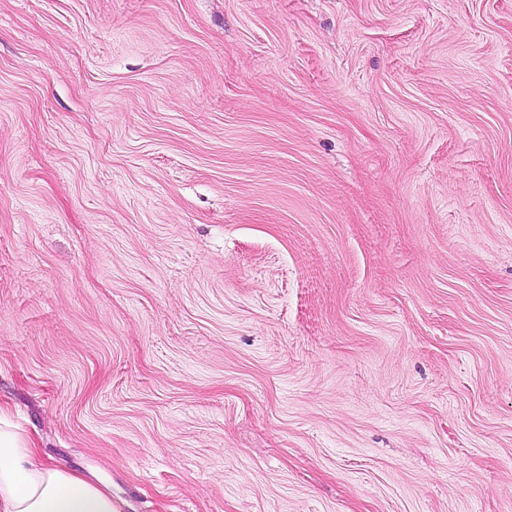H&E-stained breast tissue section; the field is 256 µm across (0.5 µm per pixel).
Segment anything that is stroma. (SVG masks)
Returning <instances> with one entry per match:
<instances>
[{
  "label": "stroma",
  "instance_id": "obj_1",
  "mask_svg": "<svg viewBox=\"0 0 512 512\" xmlns=\"http://www.w3.org/2000/svg\"><path fill=\"white\" fill-rule=\"evenodd\" d=\"M0 408L122 512H512V0H0Z\"/></svg>",
  "mask_w": 512,
  "mask_h": 512
}]
</instances>
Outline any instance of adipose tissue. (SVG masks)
I'll return each instance as SVG.
<instances>
[{
    "mask_svg": "<svg viewBox=\"0 0 512 512\" xmlns=\"http://www.w3.org/2000/svg\"><path fill=\"white\" fill-rule=\"evenodd\" d=\"M0 512H119L106 483L42 458L0 409Z\"/></svg>",
    "mask_w": 512,
    "mask_h": 512,
    "instance_id": "1",
    "label": "adipose tissue"
}]
</instances>
